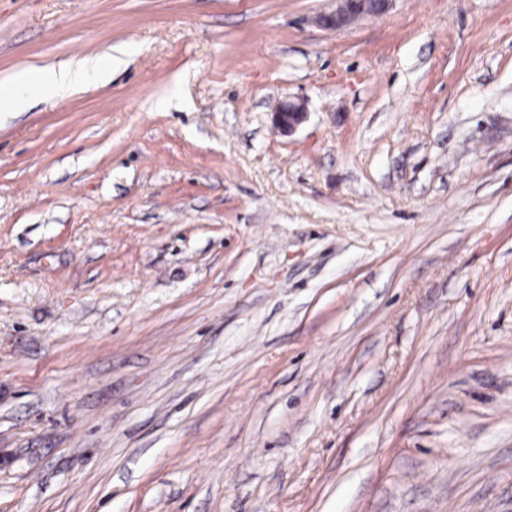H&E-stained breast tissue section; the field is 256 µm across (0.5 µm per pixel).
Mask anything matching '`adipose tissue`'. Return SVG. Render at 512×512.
Masks as SVG:
<instances>
[{
    "mask_svg": "<svg viewBox=\"0 0 512 512\" xmlns=\"http://www.w3.org/2000/svg\"><path fill=\"white\" fill-rule=\"evenodd\" d=\"M111 75L112 60L108 57H85L31 68L0 81V110L23 108L28 92L33 90L54 98L63 97L82 86L106 84Z\"/></svg>",
    "mask_w": 512,
    "mask_h": 512,
    "instance_id": "obj_1",
    "label": "adipose tissue"
}]
</instances>
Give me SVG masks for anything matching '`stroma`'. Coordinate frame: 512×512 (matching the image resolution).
<instances>
[{"label":"stroma","instance_id":"stroma-1","mask_svg":"<svg viewBox=\"0 0 512 512\" xmlns=\"http://www.w3.org/2000/svg\"><path fill=\"white\" fill-rule=\"evenodd\" d=\"M336 6L0 0L130 54L0 112V512H512V0ZM387 0H345L334 14L322 17L324 26L339 30L357 17L365 14H378L385 8ZM373 5V12L371 6ZM307 109L303 102L288 100L274 112L275 126L284 133H292L307 119Z\"/></svg>","mask_w":512,"mask_h":512}]
</instances>
